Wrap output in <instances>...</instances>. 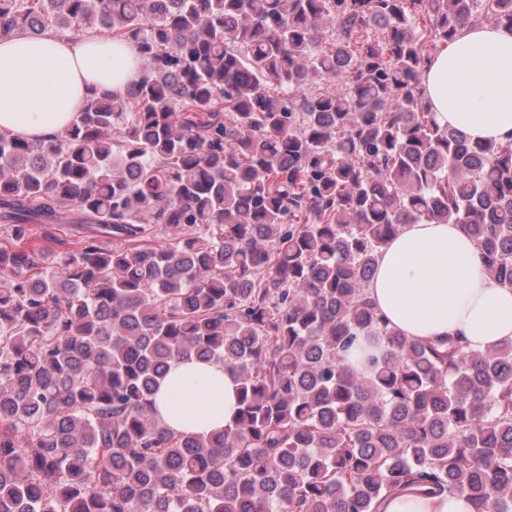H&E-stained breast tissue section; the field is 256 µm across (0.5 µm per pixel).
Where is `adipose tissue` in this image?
Returning <instances> with one entry per match:
<instances>
[{
	"instance_id": "1",
	"label": "adipose tissue",
	"mask_w": 512,
	"mask_h": 512,
	"mask_svg": "<svg viewBox=\"0 0 512 512\" xmlns=\"http://www.w3.org/2000/svg\"><path fill=\"white\" fill-rule=\"evenodd\" d=\"M140 76L129 43L109 36L0 38V129L32 140L64 130L94 91L123 93ZM422 85L434 121L471 141L512 135V30L464 28L436 52ZM372 301L390 327L423 342L452 336L484 351L512 340V288L484 270L476 241L459 224H407L378 259ZM238 383L223 364L173 362L155 397L170 429L207 435L237 412ZM384 512H473L462 495H399Z\"/></svg>"
}]
</instances>
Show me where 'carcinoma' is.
I'll use <instances>...</instances> for the list:
<instances>
[{
  "mask_svg": "<svg viewBox=\"0 0 512 512\" xmlns=\"http://www.w3.org/2000/svg\"><path fill=\"white\" fill-rule=\"evenodd\" d=\"M489 18L512 0H0V36L104 32L141 71L0 131V512H512V341L410 339L367 292L422 221L512 288V142L440 127L421 83ZM65 211L77 248L18 246ZM181 359L236 376L233 425L155 417ZM384 512H473L471 502L463 495L438 496L399 495L390 498Z\"/></svg>",
  "mask_w": 512,
  "mask_h": 512,
  "instance_id": "cac0c4a2",
  "label": "carcinoma"
}]
</instances>
